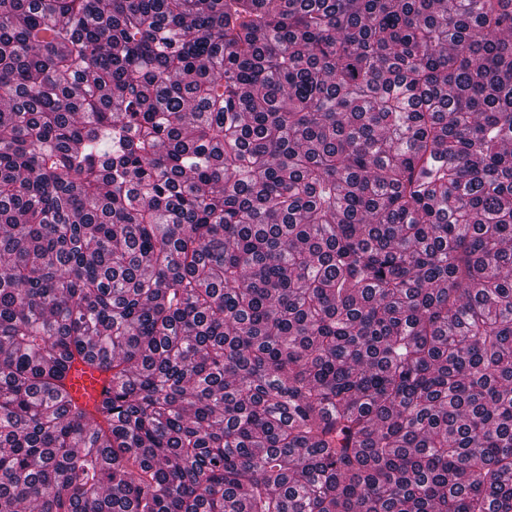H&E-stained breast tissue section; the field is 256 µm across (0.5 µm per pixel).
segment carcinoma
<instances>
[{"mask_svg":"<svg viewBox=\"0 0 512 512\" xmlns=\"http://www.w3.org/2000/svg\"><path fill=\"white\" fill-rule=\"evenodd\" d=\"M0 512H512V0H0ZM111 371L76 364L65 380L66 392L79 403L92 405L111 383Z\"/></svg>","mask_w":512,"mask_h":512,"instance_id":"carcinoma-1","label":"carcinoma"}]
</instances>
